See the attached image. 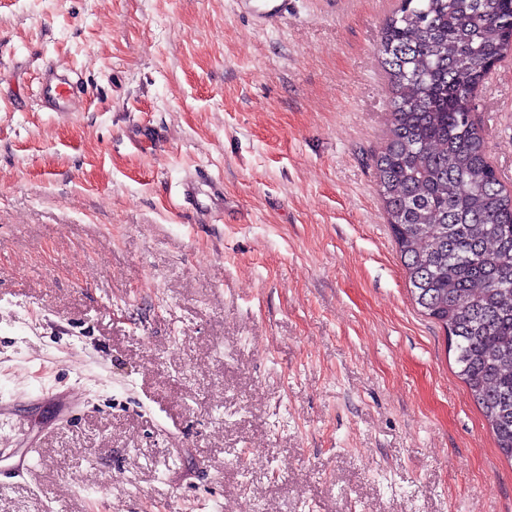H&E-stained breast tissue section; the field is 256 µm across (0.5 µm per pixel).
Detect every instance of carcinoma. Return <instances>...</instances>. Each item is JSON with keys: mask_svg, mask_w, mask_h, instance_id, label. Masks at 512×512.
Here are the masks:
<instances>
[{"mask_svg": "<svg viewBox=\"0 0 512 512\" xmlns=\"http://www.w3.org/2000/svg\"><path fill=\"white\" fill-rule=\"evenodd\" d=\"M512 49V0H398L379 51L392 99L379 195L421 312L512 460V195L487 157L474 90Z\"/></svg>", "mask_w": 512, "mask_h": 512, "instance_id": "1", "label": "carcinoma"}]
</instances>
